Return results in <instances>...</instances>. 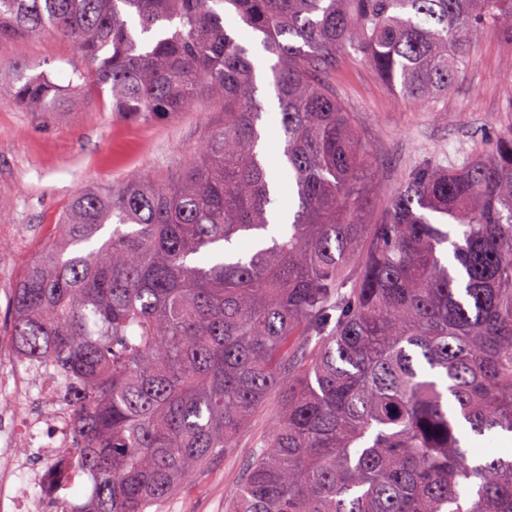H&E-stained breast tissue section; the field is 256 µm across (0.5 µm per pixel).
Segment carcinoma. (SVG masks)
<instances>
[{"label": "carcinoma", "instance_id": "1", "mask_svg": "<svg viewBox=\"0 0 512 512\" xmlns=\"http://www.w3.org/2000/svg\"><path fill=\"white\" fill-rule=\"evenodd\" d=\"M228 19L274 60L277 174ZM482 27L512 44V0H0V51L55 33L90 65L68 88L13 65L31 111L91 85L130 120L224 113L179 177L76 194L14 289L9 342L70 394L57 482L94 485L68 512H162L276 393L225 512H512V456L462 434L512 433V126L414 168L370 224L378 163L327 77L350 49L432 110Z\"/></svg>", "mask_w": 512, "mask_h": 512}]
</instances>
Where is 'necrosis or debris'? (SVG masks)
<instances>
[{
	"mask_svg": "<svg viewBox=\"0 0 512 512\" xmlns=\"http://www.w3.org/2000/svg\"><path fill=\"white\" fill-rule=\"evenodd\" d=\"M0 358L15 365L0 392L30 395L39 411L17 405L0 412V512H45L40 494L45 491L53 461L71 443V410L63 381L54 371L30 372L17 365L9 343L0 344ZM26 441L25 454H17L18 441Z\"/></svg>",
	"mask_w": 512,
	"mask_h": 512,
	"instance_id": "obj_1",
	"label": "necrosis or debris"
}]
</instances>
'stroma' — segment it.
<instances>
[{
	"label": "stroma",
	"mask_w": 512,
	"mask_h": 512,
	"mask_svg": "<svg viewBox=\"0 0 512 512\" xmlns=\"http://www.w3.org/2000/svg\"><path fill=\"white\" fill-rule=\"evenodd\" d=\"M17 62L43 65L63 86L87 66L72 43L54 35L21 39L0 53V70ZM328 78L346 111L358 116L363 138L382 164L381 188L367 215L373 223L413 165L461 163L486 151L512 125V45L489 28L475 34L468 68L431 111L405 105L349 53L339 55ZM81 101L78 110L45 116L0 93V200L9 204L0 217V336L9 329L12 284L56 239L77 190L118 184L132 171L175 176L221 117L206 103L174 118L132 121L112 112L109 93L89 88ZM274 411L267 405L223 461L175 495L164 512H224L246 464L259 454V439Z\"/></svg>",
	"instance_id": "stroma-1"
}]
</instances>
